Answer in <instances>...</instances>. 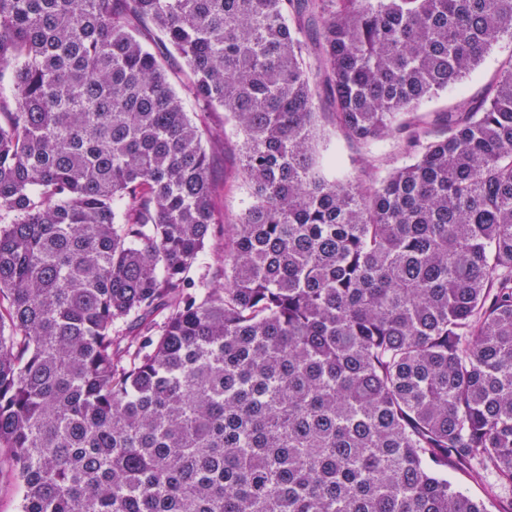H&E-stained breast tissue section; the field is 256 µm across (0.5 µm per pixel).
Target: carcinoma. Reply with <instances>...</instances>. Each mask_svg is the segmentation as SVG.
Returning a JSON list of instances; mask_svg holds the SVG:
<instances>
[{"label": "carcinoma", "instance_id": "carcinoma-1", "mask_svg": "<svg viewBox=\"0 0 512 512\" xmlns=\"http://www.w3.org/2000/svg\"><path fill=\"white\" fill-rule=\"evenodd\" d=\"M505 38L512 0H0L20 512H488L448 472L512 487V56L442 130L420 107ZM324 122L406 161L332 177ZM206 115V124L215 137V140L205 143L216 185L214 206L217 211L224 213V222L231 224L249 204L239 167L243 137L224 112Z\"/></svg>", "mask_w": 512, "mask_h": 512}]
</instances>
